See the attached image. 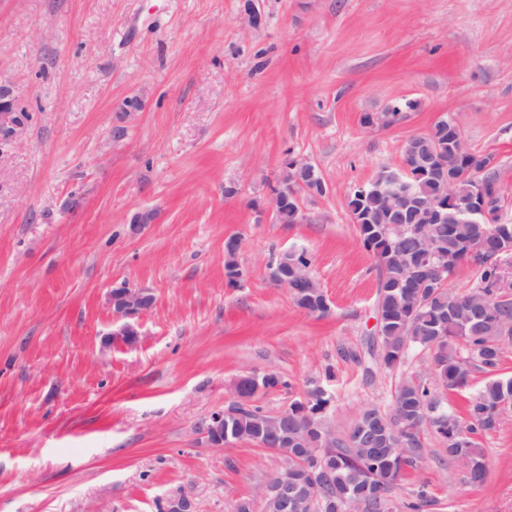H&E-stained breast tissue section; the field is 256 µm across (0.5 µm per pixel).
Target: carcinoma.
<instances>
[{"label": "carcinoma", "mask_w": 512, "mask_h": 512, "mask_svg": "<svg viewBox=\"0 0 512 512\" xmlns=\"http://www.w3.org/2000/svg\"><path fill=\"white\" fill-rule=\"evenodd\" d=\"M440 153L448 157L459 177L458 191L467 193L470 183L466 172L484 171V175L498 180L492 158L471 154L458 161V144L448 130V123L440 121L420 140L419 154ZM438 192V184L429 177L413 181L412 193L417 199H428ZM501 198H496L481 224L450 208L445 219L437 222L425 217L416 205L408 206L403 218L420 227L431 226L438 248L452 257L451 270L466 265L475 268V284L467 293L449 288L450 274L429 288L427 301L414 316L407 313V299L397 288L405 270L395 261H382L390 250L392 236L388 225L393 220L380 203L371 187H357L348 200L351 213L360 212L372 219L370 224H359L357 230L364 248L378 259L380 281L377 308L383 312L381 342L386 350L383 366L392 369L401 365L412 349L431 354L439 364L434 381L424 378L405 380L395 392L396 403L403 415V430L396 435L384 431L369 421L372 410H362L349 433L336 438V447L325 448L319 458L311 456L303 447L305 435L315 438L320 427L307 429V420L320 419L329 399L325 390L315 386L308 390L305 407L293 402L276 429V443L294 449L298 463L288 471V480L300 487H308V505L304 512H348L350 505L361 503L364 512H392L372 497V485L386 487L389 496L402 476L419 467L424 455L423 412L438 406L441 418L431 430L444 445L448 461L464 459L469 466L468 482L478 486L488 477L482 450L475 447L474 436L495 431V410L504 398L512 395V376L498 374L503 348L509 342L502 339L506 324L512 320V295L495 288L502 275V241H512V222L501 218ZM295 303L311 315L324 316L323 298L316 294L294 296ZM475 372L487 375L486 380L471 395L467 416L459 417L442 405L435 387L442 385L451 391L470 386ZM266 416L260 407L251 403L241 415L224 422V431L245 441L256 438L267 440ZM326 471L332 477L327 491L311 489L313 471Z\"/></svg>", "instance_id": "obj_1"}]
</instances>
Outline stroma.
Listing matches in <instances>:
<instances>
[{"label": "stroma", "mask_w": 512, "mask_h": 512, "mask_svg": "<svg viewBox=\"0 0 512 512\" xmlns=\"http://www.w3.org/2000/svg\"><path fill=\"white\" fill-rule=\"evenodd\" d=\"M1 81L25 125L0 160V512H158L189 483L198 512H236L280 467L196 429L240 375L284 377L253 400L271 415L320 385L339 436L428 377L426 352L378 361V262L347 201L441 117L493 156L512 221V0H0ZM289 156L326 184L301 224L268 213ZM285 250L327 316L270 281ZM123 285L154 296L131 345L110 338ZM426 442L395 512L422 485L424 512H512V419L476 438L479 487Z\"/></svg>", "instance_id": "1"}]
</instances>
